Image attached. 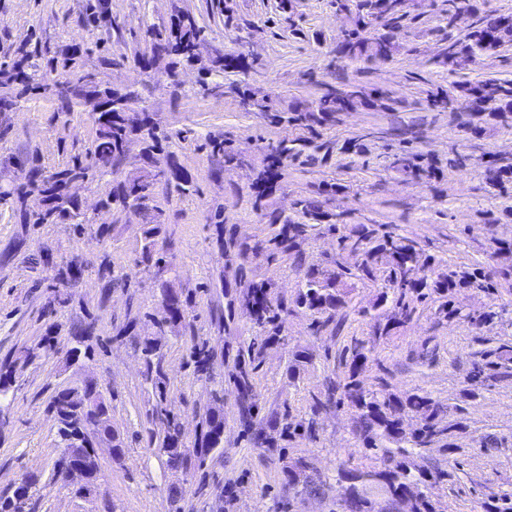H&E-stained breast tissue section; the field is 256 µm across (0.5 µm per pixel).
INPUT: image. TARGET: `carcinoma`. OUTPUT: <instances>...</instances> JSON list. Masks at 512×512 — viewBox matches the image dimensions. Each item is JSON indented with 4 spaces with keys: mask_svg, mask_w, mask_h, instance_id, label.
Listing matches in <instances>:
<instances>
[{
    "mask_svg": "<svg viewBox=\"0 0 512 512\" xmlns=\"http://www.w3.org/2000/svg\"><path fill=\"white\" fill-rule=\"evenodd\" d=\"M448 2V27H454L453 14L457 10L472 9L474 21L471 27L459 38H448V46L436 54V63L448 71H461L475 52L488 57H496L500 51L512 45V12L483 10L478 0H446ZM336 14H349V26L343 31L342 40L331 50L338 59H358L379 54L382 59L390 58L399 48V38L403 29L402 21L410 16L413 0H331ZM144 39L152 45L153 55L142 56L138 63L144 69L154 66L156 59L165 55H175L186 61L193 59L187 51L193 43L204 37L202 27L194 16L182 13L172 21L168 33L157 30L154 25L143 28ZM48 68L52 72L69 77L68 94L61 97V111L70 112L89 93L100 94L90 86L86 77L73 70V58L51 59ZM20 85L22 90L39 89L49 92L52 87L44 76L23 67L18 60L9 67L0 69V109L8 110L17 105L12 95L13 87ZM106 102L115 105V112L92 113L96 136L90 148L74 154L68 164L51 175L54 184L61 185L70 178L81 181H94L112 173L116 165L127 153L134 136L143 134V153L149 157L163 150V143L169 135L157 131V127L146 119L126 111L130 95L113 90L103 94ZM426 101L431 106L442 109L452 108L475 115L486 114L505 129L512 128V80L486 78L475 82L455 83L446 92H427ZM360 107L387 110L390 105L383 97H372L362 89L352 87L346 90L328 92L311 106H295L287 118L293 138L282 142L271 150V165L256 182V204L265 207L264 201L272 194L273 183L280 180V168L288 157L298 153L296 146L307 142L305 133L315 126L334 124L344 112ZM397 169L414 177L436 176L434 161L421 153H407L396 161ZM41 169L32 166L22 170L23 182L8 192L0 193V200L7 197H22L27 188L35 186V178ZM485 184L487 187L505 192L512 186V161L492 154L485 161ZM163 180L180 193L192 188L189 177L180 171L170 176L158 171H145L140 175L118 181L111 186L101 199V208L110 210H144L148 208L154 194L155 185ZM339 185L331 184L324 192L335 193ZM322 192V193H324ZM322 193L304 196L295 201L296 217L283 215L277 209L266 213L268 223L278 226L277 232L266 241L272 252L294 253V263L304 267V272L295 295L284 302L271 296L267 288H256L251 292L250 302L255 306V316L262 327L270 325L278 328L282 316L295 309L311 313L312 329L320 331L335 321L338 313L347 306L351 280H371L381 282L382 291L372 306L375 311V324L371 335L378 339H389L399 328L407 326L414 318L418 306L431 302L435 304L434 314L450 322L467 323L477 329L493 330L503 324V309L494 305L478 313H465L456 306V294L466 288L493 295L497 293L498 282L479 265L444 266L425 254L418 242L410 237L382 233L374 224H354L339 236V247L343 253L354 258L347 264L336 258L332 265L303 266V253L300 245L312 234L326 230L338 231L339 219L322 199ZM49 205L32 215L24 217L28 224H85L75 200L67 191H58L49 196ZM161 224L151 225L145 231L143 257L155 260L158 271L168 270L167 261L153 258L156 253L155 237ZM51 254L41 257L43 266L56 271L53 280L59 285L79 280L84 268L68 265L58 268L50 263ZM93 325L80 328L73 336L76 346L71 354L91 355L90 348H82L91 335ZM143 354L148 370L155 371V385L161 399H166V379L161 368L157 348L145 344ZM372 350L365 347L362 340H355L353 346L341 351L339 363L346 368L343 380L328 388L326 401H314L318 407L331 402L334 393H340L336 405L346 408L355 419L356 435L368 451L379 455L384 466L375 468L357 465L341 470L340 477L347 482L344 487L340 508L342 512H374L378 500L391 503L401 498L411 497L408 512H435V507L425 493L429 486L453 481L454 474L441 468H422L410 460L413 451L424 448L440 437L448 438V452L459 450L457 441L467 432L468 425L460 420L450 419V411L428 394H408L400 397L385 389L366 390L359 381V375L371 361ZM35 357L34 349L25 348L0 364V409L9 408L14 391L17 368ZM192 357L196 372L206 374L209 370L212 352L199 345L193 346ZM512 360V346L502 344L492 350H483L471 362L467 374L468 382L477 387L496 375V370ZM92 391L76 392L69 401L71 411L60 406V391H55L49 401V410L58 416V436L62 443L59 468L82 460L88 453L94 431L88 423L75 417V409L82 406ZM215 411L205 421L202 442L204 447L195 448V455L219 447L221 440L218 430L224 424L221 407L224 405V387L217 384L212 390ZM411 412L421 419L420 426L411 432L405 431L402 415ZM166 436L161 451L167 457V465L176 467L185 461L187 445L181 438V429L176 418L164 413ZM472 512H512V494L491 492L477 502Z\"/></svg>",
    "mask_w": 512,
    "mask_h": 512,
    "instance_id": "cac0c4a2",
    "label": "carcinoma"
}]
</instances>
